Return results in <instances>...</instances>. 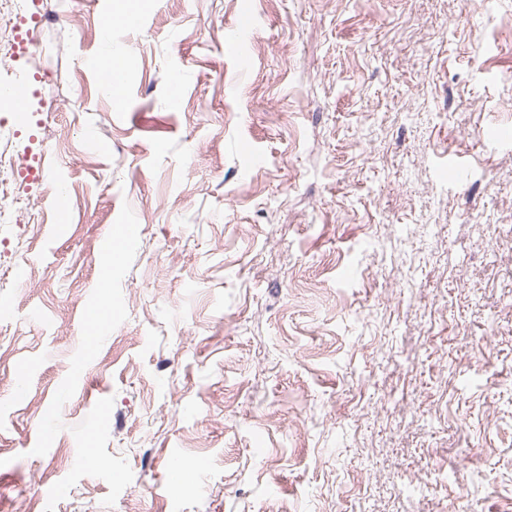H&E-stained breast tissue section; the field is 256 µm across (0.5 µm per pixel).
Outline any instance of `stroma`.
I'll list each match as a JSON object with an SVG mask.
<instances>
[{"label": "stroma", "instance_id": "stroma-1", "mask_svg": "<svg viewBox=\"0 0 512 512\" xmlns=\"http://www.w3.org/2000/svg\"><path fill=\"white\" fill-rule=\"evenodd\" d=\"M112 2L0 70V512H512V0H143L119 108ZM132 235V228H128L127 230L123 227V225H115L112 229L109 236V244L107 247V252L103 261V266L106 269L112 268V264L114 265L120 258L122 252V246Z\"/></svg>", "mask_w": 512, "mask_h": 512}]
</instances>
